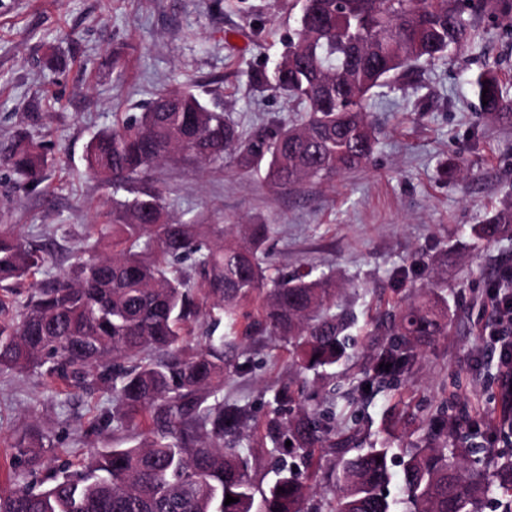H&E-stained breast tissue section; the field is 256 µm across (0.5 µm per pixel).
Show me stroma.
I'll list each match as a JSON object with an SVG mask.
<instances>
[{"label":"stroma","mask_w":512,"mask_h":512,"mask_svg":"<svg viewBox=\"0 0 512 512\" xmlns=\"http://www.w3.org/2000/svg\"><path fill=\"white\" fill-rule=\"evenodd\" d=\"M295 0H0V148L29 135L54 162L33 192L18 189L0 165V224L75 256L93 242L88 227L124 191L86 173L92 136L142 111L158 93L203 85L244 137L271 120L303 114L261 86L297 29ZM483 41L456 63L419 64L413 78L382 89L369 105L376 147L365 167L296 191L271 188L264 172L235 163L214 171L169 162L149 174L168 188L172 212L215 227L269 224L264 244L284 275L334 276L343 292L337 310L355 317L347 358L325 371L290 369L288 347L275 337H240L230 360H245L219 392L228 402L268 418L272 389L292 384L307 408L336 405L326 447L301 466L314 502L330 507L343 461L358 450L392 454L421 445L437 414L469 427L468 444L512 449L503 421L501 364L483 327L512 337L493 313L489 287L512 271V234L477 242L476 230L512 203V123L483 118L469 79L493 66L512 97V26L479 16ZM460 174L449 177L450 169ZM361 282L359 290L349 281ZM435 284L447 335L419 349L397 388L360 385L386 319L405 299L426 298ZM43 435L44 456L79 466L105 448L129 447L140 429L112 428L103 389H69L36 372L0 374V458L30 428ZM349 437L346 447L338 438Z\"/></svg>","instance_id":"35a3bbf8"}]
</instances>
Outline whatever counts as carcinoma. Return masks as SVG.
<instances>
[{"mask_svg":"<svg viewBox=\"0 0 512 512\" xmlns=\"http://www.w3.org/2000/svg\"><path fill=\"white\" fill-rule=\"evenodd\" d=\"M480 12L512 25V0H308L282 55L286 64L264 77L288 101L304 105L299 122L267 125L244 146L237 126L194 87L163 93L87 147L89 174L131 194L91 225L112 239V255L79 256L46 274L50 256L43 247L0 225V285L34 279L24 299L9 290L0 296V373L42 369L78 388L98 386L110 394L114 429L156 425L144 443L102 450L79 471L62 470L45 490L8 481L9 488H0V512H304L310 488L295 469L281 467L265 489L252 483L249 459L237 449L248 438L250 410L213 397L212 388L225 373L248 367L226 358L241 334L285 340L299 371L336 364L346 354L341 336L350 326L348 316L333 312L341 289L324 275L271 273L262 250L268 224H241L235 237L202 249L199 225L175 219L169 192L141 183L140 175L168 161L222 168L235 156L243 170L267 161L270 186L296 190L358 169L376 144L367 115L371 97L420 62H451L473 47ZM470 84L477 100L488 101L478 104L481 114L512 121V99L492 70ZM0 161L35 191L51 158L41 142L21 137L0 149ZM511 229L512 209L479 227L477 236L488 240ZM192 254L193 274L186 276L176 263ZM207 306L222 311L226 332H207L205 346L194 347L185 328ZM393 324L397 341L379 348L361 380L372 392L400 382L417 348L435 342L445 327L429 300L401 307ZM293 397L289 385L274 392L265 438L275 448L289 440L309 456L324 430L315 410L283 418ZM434 427L427 445L400 459V499L387 492L389 449L372 448L344 462L333 512H481L491 495L501 512H512V455L488 449L475 457L456 445L465 439L460 428L448 429L442 417ZM38 447L36 437L16 443L12 465L40 464ZM228 494L238 502L224 504Z\"/></svg>","mask_w":512,"mask_h":512,"instance_id":"carcinoma-1","label":"carcinoma"}]
</instances>
